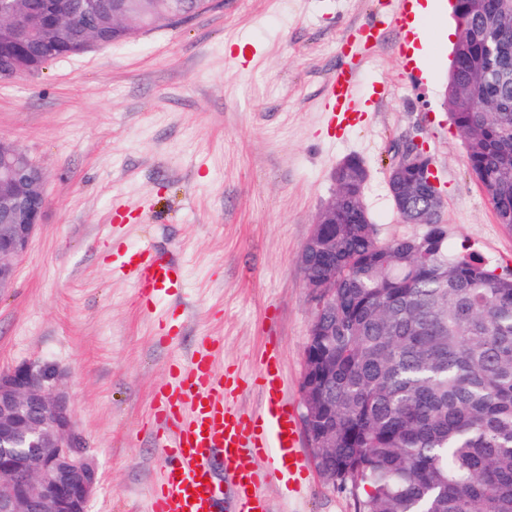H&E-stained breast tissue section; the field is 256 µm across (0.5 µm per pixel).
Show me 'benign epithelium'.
<instances>
[{
	"label": "benign epithelium",
	"instance_id": "benign-epithelium-1",
	"mask_svg": "<svg viewBox=\"0 0 512 512\" xmlns=\"http://www.w3.org/2000/svg\"><path fill=\"white\" fill-rule=\"evenodd\" d=\"M67 17L55 0H41L20 15L0 6V50L21 54L39 24ZM422 146L408 140L399 161L416 165ZM45 174L16 142L0 137V295L15 282L17 263L26 253L47 200ZM331 198L312 220L336 223ZM56 371L31 362L0 371V512H88L98 471L86 455L65 396L57 391Z\"/></svg>",
	"mask_w": 512,
	"mask_h": 512
}]
</instances>
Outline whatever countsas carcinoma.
<instances>
[{
    "label": "carcinoma",
    "mask_w": 512,
    "mask_h": 512,
    "mask_svg": "<svg viewBox=\"0 0 512 512\" xmlns=\"http://www.w3.org/2000/svg\"><path fill=\"white\" fill-rule=\"evenodd\" d=\"M69 40L28 45L39 73L69 56L135 43L209 0H99ZM461 33L447 105L474 178L512 229V0H457ZM366 171H336L339 219L310 244L311 281L327 299L306 350L302 391L320 403L317 436H336V485L356 512H512V273L448 254L441 206L417 169H400L403 219L421 236L381 240L365 208Z\"/></svg>",
    "instance_id": "cac0c4a2"
}]
</instances>
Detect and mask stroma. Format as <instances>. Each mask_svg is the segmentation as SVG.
Wrapping results in <instances>:
<instances>
[{"mask_svg": "<svg viewBox=\"0 0 512 512\" xmlns=\"http://www.w3.org/2000/svg\"><path fill=\"white\" fill-rule=\"evenodd\" d=\"M379 0H214L132 45L57 59L0 81V136L45 174L47 206L0 295V369L36 361L62 388L99 472L90 512H137L161 459L143 431L171 358L199 337L224 340V366L252 376L267 345L301 414L314 308L300 254L348 156L369 169L365 206L380 238L419 236L388 188L405 139L423 141L444 198L451 251L512 270V230L469 171L444 105L451 41L429 36L430 63L409 74L395 32L365 58L343 37L382 19ZM358 71L362 113L336 128L327 84ZM150 244L181 264L183 307L143 308L114 267ZM276 512H354L352 496L308 464L300 495L268 485Z\"/></svg>", "mask_w": 512, "mask_h": 512, "instance_id": "35a3bbf8", "label": "stroma"}]
</instances>
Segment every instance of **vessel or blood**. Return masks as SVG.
<instances>
[{
    "label": "vessel or blood",
    "mask_w": 512,
    "mask_h": 512,
    "mask_svg": "<svg viewBox=\"0 0 512 512\" xmlns=\"http://www.w3.org/2000/svg\"><path fill=\"white\" fill-rule=\"evenodd\" d=\"M413 0H391L384 23L363 26L366 40L379 41L383 27L401 30ZM360 106L355 69H336L329 82L328 110L337 126L357 119ZM137 288L144 308L176 296L183 286L179 265L145 245L120 266ZM220 347L202 337L185 358L175 359L153 400L149 435L163 464L139 512H274L264 486L282 475L300 491L306 460L297 447L293 411L283 399L280 358L265 349L255 377L258 410L239 412L231 401L241 376L217 363Z\"/></svg>",
    "instance_id": "vessel-or-blood-1"
}]
</instances>
